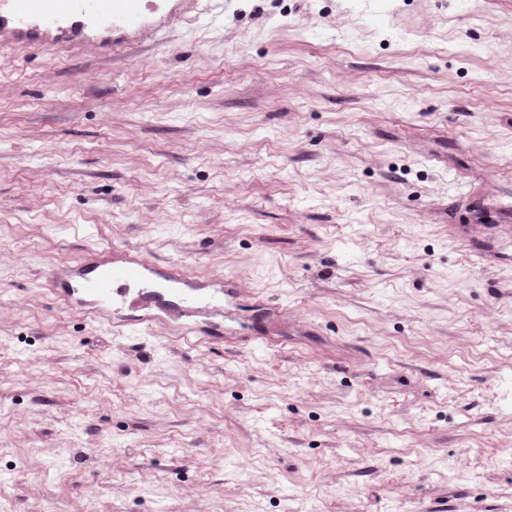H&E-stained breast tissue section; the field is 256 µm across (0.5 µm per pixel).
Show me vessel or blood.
Here are the masks:
<instances>
[{
  "instance_id": "vessel-or-blood-1",
  "label": "vessel or blood",
  "mask_w": 512,
  "mask_h": 512,
  "mask_svg": "<svg viewBox=\"0 0 512 512\" xmlns=\"http://www.w3.org/2000/svg\"><path fill=\"white\" fill-rule=\"evenodd\" d=\"M137 0H107L106 11L98 13L103 22L132 21L137 15ZM68 0H0V31L14 36L36 35L58 24ZM158 278L174 293L171 302L162 304L160 313L125 320L127 330L135 332L145 326L163 322L164 312L176 311L186 316L183 332L201 334L196 317L217 316L227 302L235 298L234 282L216 279L203 283L188 279L176 265L152 261L140 251L130 248L109 249L68 269L61 278L64 295L76 304L91 302L96 314L105 316L116 306L141 307L147 295L144 283Z\"/></svg>"
}]
</instances>
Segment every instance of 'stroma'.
<instances>
[{
  "label": "stroma",
  "instance_id": "35a3bbf8",
  "mask_svg": "<svg viewBox=\"0 0 512 512\" xmlns=\"http://www.w3.org/2000/svg\"><path fill=\"white\" fill-rule=\"evenodd\" d=\"M113 247L227 333L50 287ZM0 512H512V0L0 38Z\"/></svg>",
  "mask_w": 512,
  "mask_h": 512
}]
</instances>
